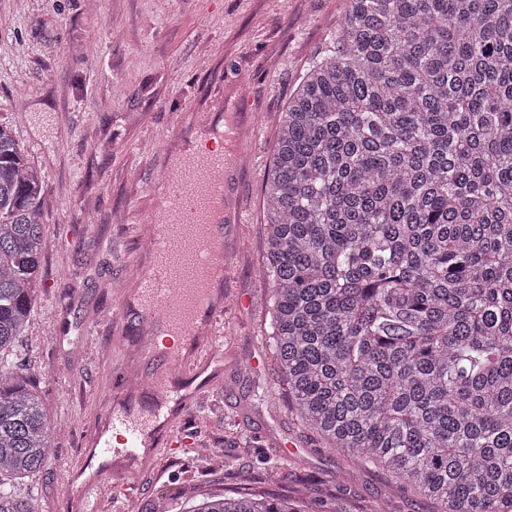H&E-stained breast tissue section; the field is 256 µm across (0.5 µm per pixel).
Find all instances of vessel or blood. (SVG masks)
<instances>
[{"mask_svg":"<svg viewBox=\"0 0 512 512\" xmlns=\"http://www.w3.org/2000/svg\"><path fill=\"white\" fill-rule=\"evenodd\" d=\"M227 167L219 155H195L174 165L164 185L163 205L152 221L160 234L149 241L146 271L135 283V299L123 300L115 314L144 335L162 330L166 341L155 356L164 373L152 380L150 399L138 409L128 396L123 368L113 369L102 429L84 452L83 468L68 478L84 510L104 488L114 498L134 502L142 475L154 466L155 451L180 446L178 419L199 389L212 383L207 372L217 361L224 304L211 295L228 269L224 241L212 233V203L226 193Z\"/></svg>","mask_w":512,"mask_h":512,"instance_id":"vessel-or-blood-1","label":"vessel or blood"}]
</instances>
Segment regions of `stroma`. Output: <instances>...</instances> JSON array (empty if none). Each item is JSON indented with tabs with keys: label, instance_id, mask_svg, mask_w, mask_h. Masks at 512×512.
Segmentation results:
<instances>
[{
	"label": "stroma",
	"instance_id": "stroma-1",
	"mask_svg": "<svg viewBox=\"0 0 512 512\" xmlns=\"http://www.w3.org/2000/svg\"><path fill=\"white\" fill-rule=\"evenodd\" d=\"M346 0H0V123L44 176L43 286L10 352L42 395L55 454L17 494L37 512H72L71 469L99 428L112 367L137 361L136 327L109 323L134 285L137 211L161 156L188 153L200 114L226 100L242 134L229 182L233 231L224 278L222 368L179 424L220 449L159 452L129 512H170L202 496L249 492L308 501L310 512H433L382 468L326 448L294 416L271 358L265 178L281 114ZM258 369H251V361ZM277 466L269 482L264 471Z\"/></svg>",
	"mask_w": 512,
	"mask_h": 512
}]
</instances>
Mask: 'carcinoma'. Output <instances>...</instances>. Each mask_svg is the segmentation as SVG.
<instances>
[{
    "mask_svg": "<svg viewBox=\"0 0 512 512\" xmlns=\"http://www.w3.org/2000/svg\"><path fill=\"white\" fill-rule=\"evenodd\" d=\"M43 194L0 124V353L37 300ZM265 198L269 339L298 419L436 512H512V0H348ZM52 454L42 399L0 361V512H36L14 482Z\"/></svg>",
    "mask_w": 512,
    "mask_h": 512,
    "instance_id": "carcinoma-1",
    "label": "carcinoma"
}]
</instances>
